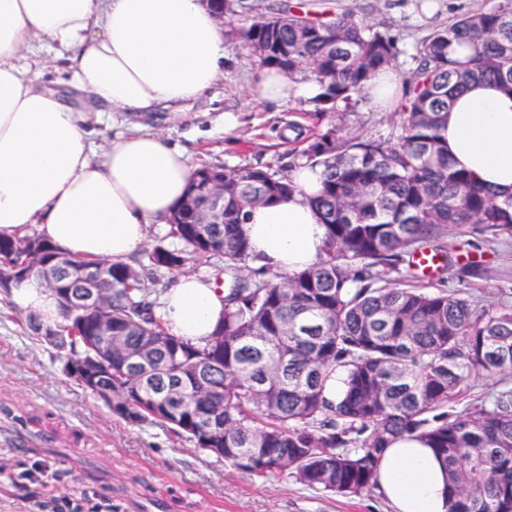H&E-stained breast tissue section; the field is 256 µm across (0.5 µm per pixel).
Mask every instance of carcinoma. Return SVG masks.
Segmentation results:
<instances>
[{"instance_id": "1", "label": "carcinoma", "mask_w": 512, "mask_h": 512, "mask_svg": "<svg viewBox=\"0 0 512 512\" xmlns=\"http://www.w3.org/2000/svg\"><path fill=\"white\" fill-rule=\"evenodd\" d=\"M225 34L263 44L262 67L312 77L316 111L332 112L364 92L371 76L396 61V41L352 11L314 16L293 8L248 17L246 0H214ZM472 52L453 57V43ZM404 80L400 121L390 136H353L331 124L307 149L323 171L312 200L324 227L322 255L288 274L260 267L243 216L255 196L270 205L295 189L288 176L259 167L197 171L188 196L204 202L209 178L224 177V223L196 224L180 204L166 238L147 252L151 271H178L214 256L224 272V319L202 344L171 334L156 315L155 278L126 264L107 267L113 325L132 350L156 357L146 380L112 352V411L136 423L169 427L205 454L260 477L288 472L324 492L360 496L377 489L384 448L414 436L448 470L450 512H512V300L481 305L445 281L417 285L413 257L429 249L444 269L475 273L482 257L448 231L473 228L491 240L512 238V195L497 197L448 162L453 94L469 82L512 91V6L469 11L417 42ZM39 236H0L8 273ZM398 277L392 279L389 273ZM345 397L324 389L336 370ZM498 375L486 398L454 409L472 378ZM186 397L166 409L148 402L162 379Z\"/></svg>"}]
</instances>
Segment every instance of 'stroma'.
Listing matches in <instances>:
<instances>
[{"label": "stroma", "mask_w": 512, "mask_h": 512, "mask_svg": "<svg viewBox=\"0 0 512 512\" xmlns=\"http://www.w3.org/2000/svg\"><path fill=\"white\" fill-rule=\"evenodd\" d=\"M508 0H303L314 14L351 10L397 40V73L414 44L461 13ZM255 58L225 45L224 79L184 112H155L140 124L184 146L192 166H253L285 173L303 163L313 136L342 115L349 132L390 133L395 113L358 96L339 113L258 99ZM239 117L225 130L224 114ZM455 239L478 245L481 274H449L448 286L491 304L512 283V239L489 241L466 229ZM25 315L0 293V512H390L379 493L342 497L288 474L259 478L216 461L165 428L133 424L90 396L62 370L54 351L30 336Z\"/></svg>", "instance_id": "stroma-1"}]
</instances>
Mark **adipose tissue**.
Returning <instances> with one entry per match:
<instances>
[{"instance_id": "obj_1", "label": "adipose tissue", "mask_w": 512, "mask_h": 512, "mask_svg": "<svg viewBox=\"0 0 512 512\" xmlns=\"http://www.w3.org/2000/svg\"><path fill=\"white\" fill-rule=\"evenodd\" d=\"M40 38L67 53L70 85L94 109L74 108L37 81L25 51ZM224 29L201 0H0V234L38 229L59 250L125 262L151 225L167 223L194 170L184 148L133 123L96 153L95 114L181 112L224 77ZM261 100L284 105L320 93L312 79L265 67ZM448 158L490 192L512 194V92L475 82L454 100ZM294 192L249 208L244 232L256 265L295 272L316 262L325 228L311 205L320 168H293ZM215 278L180 275L158 313L170 333L203 342L224 314ZM18 310L58 317L36 281L13 288ZM378 486L393 512H448V476L433 449L402 437L381 458Z\"/></svg>"}]
</instances>
